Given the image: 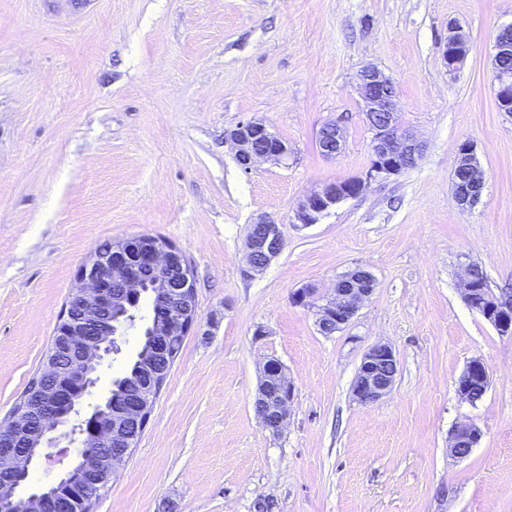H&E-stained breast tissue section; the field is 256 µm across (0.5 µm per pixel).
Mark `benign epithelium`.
<instances>
[{
	"label": "benign epithelium",
	"mask_w": 512,
	"mask_h": 512,
	"mask_svg": "<svg viewBox=\"0 0 512 512\" xmlns=\"http://www.w3.org/2000/svg\"><path fill=\"white\" fill-rule=\"evenodd\" d=\"M469 38L457 25L448 28L443 46L445 67L454 71L465 61ZM512 55V26L498 30L494 41L493 67L495 96L500 111L512 114V71L501 62ZM359 93L365 120L371 131V160L364 175L323 185L308 195L295 213L299 224H316L324 213L348 198L357 197L374 183L386 182L405 170L406 161H419L422 146L413 134L397 123L398 92L394 83L375 66L363 67L359 74ZM226 138L236 148V161L246 171L260 160L280 162L288 158V145L266 124L249 120L229 130ZM317 144L326 157L339 155L345 146V132L338 122L322 126ZM454 167L468 172V183L453 184L458 204L473 207L484 188L474 145L461 142L456 151ZM139 243L134 254L127 253L128 240L111 241L98 247L79 269L77 286L68 297L78 310L62 319L55 339L47 352L41 376L50 380L47 388H38L9 422L0 426V471L7 473V492L0 495V512H82L85 497L75 493L71 485L81 480L88 487L104 483L118 474L120 466L133 454L137 440L132 429L144 431L152 413V395H141L118 412L112 411V400L97 407L87 418L70 422L80 399L93 387L102 363L112 355V338L119 328L112 324V305L129 297L152 299V315L148 326L153 336H186L195 325L197 315L194 272L183 252L174 244L151 235L136 237ZM285 244L281 225L259 219L251 225L247 238L248 277L264 269L278 256ZM374 276L364 268H354L336 278L327 296L304 288L294 293V301L311 309L320 332L343 330L362 305L372 296L375 284L363 287ZM460 290L465 304L482 316L495 331L512 337V296L497 294L483 288L475 279L474 266H467L461 275ZM156 363L149 364L148 374L153 388L162 391L172 367L173 355L160 344L154 345ZM399 360L388 343H376L363 354L352 384L353 400L371 406L393 390ZM491 373L480 358L471 359L457 380V394L463 401L474 402L478 388L488 389ZM294 387L282 367L267 361L262 369L253 408L265 429L280 434L288 424ZM68 424L63 438L81 448H113L115 454H80L54 482L40 487L28 496L17 489L28 483L30 468L43 449L55 447L60 438L52 436L57 427ZM482 438L481 429L472 421L455 424L448 435V450L456 458H464L465 448L476 447Z\"/></svg>",
	"instance_id": "obj_1"
}]
</instances>
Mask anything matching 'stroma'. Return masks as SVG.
<instances>
[{
    "label": "stroma",
    "instance_id": "stroma-1",
    "mask_svg": "<svg viewBox=\"0 0 512 512\" xmlns=\"http://www.w3.org/2000/svg\"><path fill=\"white\" fill-rule=\"evenodd\" d=\"M453 24L470 50L451 72ZM510 24L512 0H0V422L40 370L86 256L148 234L190 261L198 318L93 512H255L261 498L275 512H512V338L459 288L472 262L512 293V116L492 68ZM368 64L395 83L422 157L297 225L309 193L369 165ZM248 120L287 143V160L241 169L225 134ZM335 120L345 147L328 158L316 134ZM465 140L484 173L471 208L452 189ZM260 217L285 247L246 278ZM355 267L376 290L322 334L293 295ZM378 342L399 372L363 406L351 385ZM121 345L82 413L134 357L136 330ZM475 357L491 385L470 404L456 383ZM270 360L295 387L277 436L253 410ZM468 419L483 437L457 459L448 434Z\"/></svg>",
    "mask_w": 512,
    "mask_h": 512
}]
</instances>
